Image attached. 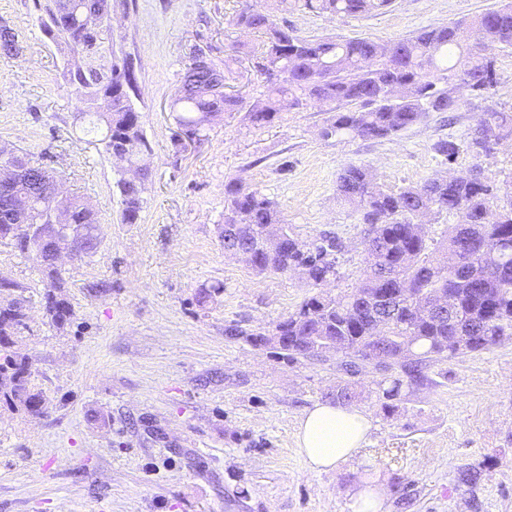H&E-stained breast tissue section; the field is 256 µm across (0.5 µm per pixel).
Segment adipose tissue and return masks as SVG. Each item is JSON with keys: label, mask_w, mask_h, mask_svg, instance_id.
Returning <instances> with one entry per match:
<instances>
[{"label": "adipose tissue", "mask_w": 512, "mask_h": 512, "mask_svg": "<svg viewBox=\"0 0 512 512\" xmlns=\"http://www.w3.org/2000/svg\"><path fill=\"white\" fill-rule=\"evenodd\" d=\"M370 427L355 407L318 402L300 418L296 445L310 470L333 472L358 455Z\"/></svg>", "instance_id": "1"}]
</instances>
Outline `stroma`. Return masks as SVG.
Here are the masks:
<instances>
[{
	"mask_svg": "<svg viewBox=\"0 0 512 512\" xmlns=\"http://www.w3.org/2000/svg\"><path fill=\"white\" fill-rule=\"evenodd\" d=\"M277 24L318 40L391 41L469 20L502 0H392L383 10L334 19L299 7L274 10ZM245 0H112L103 62H131L150 149L140 221H120L121 200L101 131L76 122L66 74L77 63L40 29L38 0H0V25L18 51L0 56V144L53 169L67 194L100 219L91 256L57 262L74 316L47 319L39 267L0 240V278L18 283L27 314L16 345L48 401L33 417L0 403V512H351L348 492L362 468L403 487L384 512H512V341L430 365L427 379L395 410L374 394L373 367L357 376V409L371 420L367 442L342 473L311 471L296 449L303 412L329 399L336 357L287 361L269 347L228 339L226 326L272 329L311 289L303 275L259 274L224 251V188L239 182L275 201L300 239L335 236L330 295L352 291L366 268V226L337 198L349 164L397 191L471 169L512 202V138L491 152L468 149L482 112L512 106V50H496L497 82L484 95L458 88V111L431 112L381 140L324 137L327 106L311 101L256 128L246 108L270 81L253 59L259 34L230 26ZM228 72L225 91L244 109L227 112L202 143H179L172 104L193 49ZM451 139L446 161L433 149ZM213 291L199 304L200 290ZM484 470L473 487L457 481Z\"/></svg>",
	"mask_w": 512,
	"mask_h": 512,
	"instance_id": "35a3bbf8",
	"label": "stroma"
}]
</instances>
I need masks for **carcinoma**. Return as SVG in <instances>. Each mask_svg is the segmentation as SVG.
I'll use <instances>...</instances> for the list:
<instances>
[{
	"label": "carcinoma",
	"instance_id": "carcinoma-1",
	"mask_svg": "<svg viewBox=\"0 0 512 512\" xmlns=\"http://www.w3.org/2000/svg\"><path fill=\"white\" fill-rule=\"evenodd\" d=\"M310 12L356 16L385 9L390 0H294ZM112 0H48L42 31L71 51L92 56L101 49ZM230 25L266 38L267 50L256 67L278 70L281 81L269 89L267 103L248 111L255 127H267L278 114L307 99L331 105L334 112L323 136L384 139L417 123L427 112H455L460 100L445 84L461 82L477 95L496 78L493 50L512 48V3L489 11L472 23L456 22L423 28L390 42L369 38L308 40L274 22L269 11L242 10ZM18 51L15 34L0 26V54ZM203 51L192 52L185 65L175 104L179 127L199 143L223 112L241 111L240 97L225 93L226 74L212 63L199 64ZM72 92L105 126V151L116 164L121 196V223L136 224L143 205L149 171L139 160L149 150L134 100L140 92L126 89V70L76 65L67 72ZM477 127L486 133L512 136V107L482 113ZM433 149L448 161L460 151L448 139ZM13 167L10 180L0 183V239L14 240L43 267L44 310L50 323L64 327L74 316L65 282L53 263L56 246L66 244L49 218L64 211L69 225L84 241L86 255L100 243L97 213L81 197H58L51 184L57 174L25 154L0 153V167ZM340 201L362 215L369 225L365 238L366 270L353 291L337 296L319 288L336 277V238L318 242L299 239L285 224L277 204L238 183L225 187L224 224L240 236L224 243V252H251L252 269L286 274L303 268L315 289L300 307L275 326L278 341L267 331L225 329L232 339L259 347L272 346L288 361L317 359L336 352L347 357L345 374L359 372L358 362L372 360L374 336H388L382 349V378L377 397L393 409L414 386L423 383V369L461 355L479 353L512 340V205L498 207L497 188L474 174L451 179L431 178L390 192L379 186L368 169L350 164L338 177ZM448 213L458 218L443 244L445 255L427 253L421 217ZM43 223V236L25 239L17 233L25 220ZM448 297V309L431 313L415 292ZM25 325V311L0 296V402L30 416L43 413L46 399L30 382L27 357L14 350ZM357 393L349 380L336 384L332 397L348 404Z\"/></svg>",
	"mask_w": 512,
	"mask_h": 512
}]
</instances>
